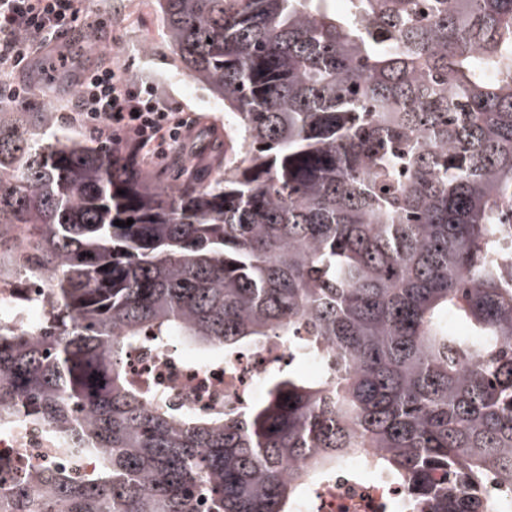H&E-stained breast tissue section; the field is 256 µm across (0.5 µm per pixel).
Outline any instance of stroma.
<instances>
[{
    "label": "stroma",
    "mask_w": 512,
    "mask_h": 512,
    "mask_svg": "<svg viewBox=\"0 0 512 512\" xmlns=\"http://www.w3.org/2000/svg\"><path fill=\"white\" fill-rule=\"evenodd\" d=\"M80 7L87 21L99 22L108 56L127 77L152 82L168 105L190 118L183 150L157 174L162 183H171L175 169L211 153L213 132L224 129L223 104L179 74L161 35L154 0H81Z\"/></svg>",
    "instance_id": "obj_1"
}]
</instances>
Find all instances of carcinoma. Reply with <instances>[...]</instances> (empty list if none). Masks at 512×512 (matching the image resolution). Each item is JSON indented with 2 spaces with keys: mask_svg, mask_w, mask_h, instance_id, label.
<instances>
[{
  "mask_svg": "<svg viewBox=\"0 0 512 512\" xmlns=\"http://www.w3.org/2000/svg\"><path fill=\"white\" fill-rule=\"evenodd\" d=\"M157 2L231 152L168 186L0 102V287L22 314L50 284L37 326L0 322V425L97 459L0 512H293L352 456L406 512H485L486 472L512 488V0ZM175 340L288 363L183 412L125 368Z\"/></svg>",
  "mask_w": 512,
  "mask_h": 512,
  "instance_id": "carcinoma-1",
  "label": "carcinoma"
}]
</instances>
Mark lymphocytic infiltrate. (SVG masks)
Instances as JSON below:
<instances>
[{
	"label": "lymphocytic infiltrate",
	"instance_id": "1",
	"mask_svg": "<svg viewBox=\"0 0 512 512\" xmlns=\"http://www.w3.org/2000/svg\"><path fill=\"white\" fill-rule=\"evenodd\" d=\"M76 0H0V77L21 68L32 42H53L79 18ZM78 119L98 139L122 133L124 144L161 163L190 126L184 113L162 101L154 87L101 65L78 79Z\"/></svg>",
	"mask_w": 512,
	"mask_h": 512
}]
</instances>
